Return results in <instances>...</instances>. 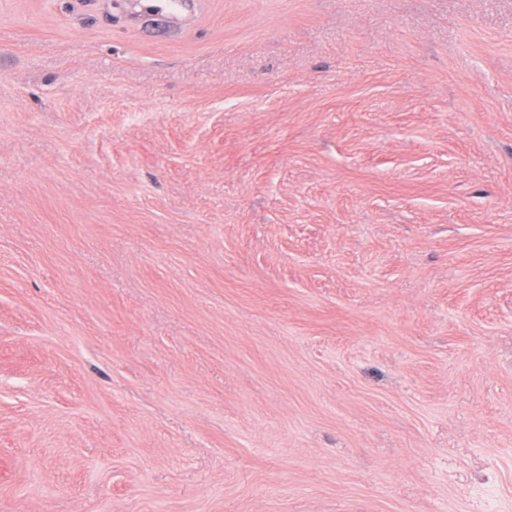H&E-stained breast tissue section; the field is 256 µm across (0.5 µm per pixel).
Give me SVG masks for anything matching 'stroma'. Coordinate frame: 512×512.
<instances>
[{
    "instance_id": "1",
    "label": "stroma",
    "mask_w": 512,
    "mask_h": 512,
    "mask_svg": "<svg viewBox=\"0 0 512 512\" xmlns=\"http://www.w3.org/2000/svg\"><path fill=\"white\" fill-rule=\"evenodd\" d=\"M0 512H512V0H0Z\"/></svg>"
}]
</instances>
